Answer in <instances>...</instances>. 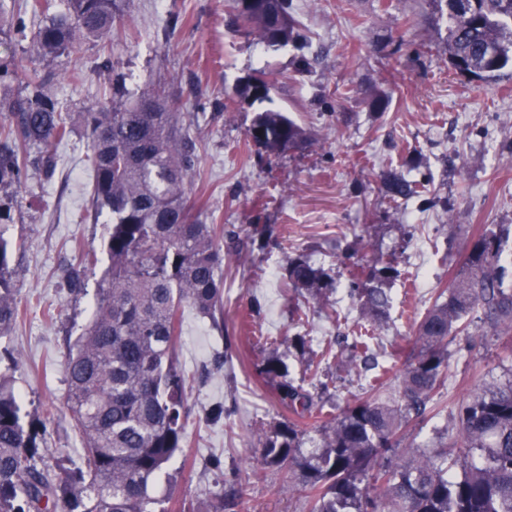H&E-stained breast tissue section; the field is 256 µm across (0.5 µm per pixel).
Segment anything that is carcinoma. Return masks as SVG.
Instances as JSON below:
<instances>
[{
    "mask_svg": "<svg viewBox=\"0 0 512 512\" xmlns=\"http://www.w3.org/2000/svg\"><path fill=\"white\" fill-rule=\"evenodd\" d=\"M17 44L31 42L39 58H59L81 39L102 40L126 11L125 0H32L8 12ZM430 15L458 72L492 81L512 70V0H427ZM288 18L286 42L298 23L288 0L236 13L233 25L272 45L278 15ZM54 79L38 66L0 60V186L17 185L35 165L54 173V146L72 127L48 93ZM185 103L152 88L128 95L117 77L112 97L82 115L89 140L93 221L107 214L109 265L89 324L69 351L65 403L84 441V467L54 477L36 466L41 421L24 422L8 381L0 377V512H47L51 500L68 512H156L154 494L185 441L188 379L176 346L186 310L224 323V232L202 218L189 179L199 164ZM254 124L273 152L302 150L303 128L281 111L264 109ZM38 155L30 156L33 148ZM386 193L407 198L417 183L394 172L381 174ZM512 229L483 230L465 250L463 269L447 296L421 320L419 355L400 382V401L366 398L347 405L322 426L321 443L302 450V433L279 421L262 441V462L284 478L301 475L309 512H512V384L473 395L460 415V441L432 456L392 466L388 454L411 414L423 413L443 383L448 338L466 316L481 308L492 326L512 333V289L503 284L502 261ZM12 244L0 232V335L19 318L10 282ZM96 255L81 250L66 274L73 293L83 291ZM352 291L371 319L382 320L389 297L384 282L397 274L391 258L357 266ZM288 284L296 291L328 286L327 273L291 259ZM278 380L281 402L314 422L324 414L311 393L293 383L280 357L260 368Z\"/></svg>",
    "mask_w": 512,
    "mask_h": 512,
    "instance_id": "carcinoma-1",
    "label": "carcinoma"
}]
</instances>
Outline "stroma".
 I'll return each mask as SVG.
<instances>
[{"label":"stroma","mask_w":512,"mask_h":512,"mask_svg":"<svg viewBox=\"0 0 512 512\" xmlns=\"http://www.w3.org/2000/svg\"><path fill=\"white\" fill-rule=\"evenodd\" d=\"M300 45L270 47L231 22L234 0H128L109 44L86 40L47 61L51 88L73 132L56 146L53 175L30 170L20 186L0 187L10 208L5 234L15 247L11 280L21 316L0 337V373L23 412L43 420L38 467L51 473L83 464V442L65 404L69 348L89 320L105 269L104 224L87 220L93 174L81 114L112 90L158 84L199 113L193 132L200 166L191 197L205 221L224 227V329L186 311L177 355L191 377L186 448L156 494L168 512H308L301 479L261 461L273 422L308 428L257 370L287 356V336L314 343L357 336L370 322L350 295L357 264L377 253L397 258L387 282L389 314L375 330L368 360L348 351L290 358L304 389L322 382L326 418L368 397L382 378L398 391L417 351L415 331L459 272L476 229L512 225V74L485 82L461 75L435 32L425 0H290ZM111 55L113 70L101 68ZM275 73L272 108L307 132L299 152L274 154L248 136L260 104L239 92L259 70ZM393 171L420 184L418 196L391 199L380 176ZM258 224L262 233L252 234ZM99 262L82 295L64 272L78 248ZM327 268L334 288L293 297L289 259ZM443 384L411 417L392 458L431 451L439 435L460 433L470 397L512 382V344L481 312L448 342Z\"/></svg>","instance_id":"35a3bbf8"}]
</instances>
